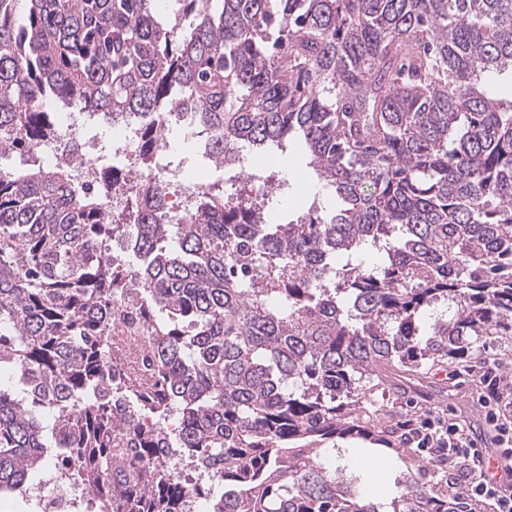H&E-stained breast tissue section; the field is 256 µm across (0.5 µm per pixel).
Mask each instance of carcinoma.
Returning a JSON list of instances; mask_svg holds the SVG:
<instances>
[{"mask_svg":"<svg viewBox=\"0 0 512 512\" xmlns=\"http://www.w3.org/2000/svg\"><path fill=\"white\" fill-rule=\"evenodd\" d=\"M0 0V155L54 135L75 104L132 121L143 143L175 115L234 175L243 149L298 150L323 188L286 224L244 191L202 190L168 224L165 189L116 214L66 166L0 172V495L48 461L106 512H183L164 449L196 462L209 512H465L449 476L416 477L389 509L316 463L360 439L413 455L356 413L488 336H512V0ZM24 8L25 28L15 26ZM139 258L160 393H124L105 358L125 281L101 251ZM133 414L117 418L114 398ZM131 440L112 456L113 433Z\"/></svg>","mask_w":512,"mask_h":512,"instance_id":"obj_1","label":"carcinoma"}]
</instances>
